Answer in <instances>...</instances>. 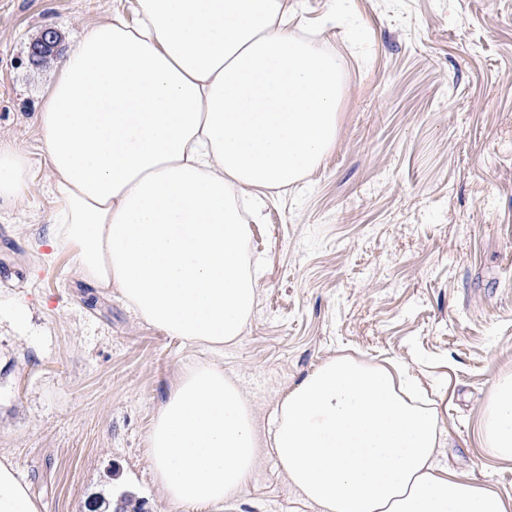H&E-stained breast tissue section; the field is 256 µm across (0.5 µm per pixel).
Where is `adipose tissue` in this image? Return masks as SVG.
Listing matches in <instances>:
<instances>
[{
  "label": "adipose tissue",
  "mask_w": 512,
  "mask_h": 512,
  "mask_svg": "<svg viewBox=\"0 0 512 512\" xmlns=\"http://www.w3.org/2000/svg\"><path fill=\"white\" fill-rule=\"evenodd\" d=\"M140 20L84 30L38 116L54 194L52 252L89 285L213 349L251 316L263 259L249 255L236 191L301 179L335 145L339 68L288 26L286 0H139ZM28 161L0 145V203L18 205ZM482 447L512 460V372L491 384ZM448 432L409 368L348 355L289 389L268 445L317 512H512V495L440 468ZM258 439L248 400L215 362L185 365L147 448L161 495L190 512L239 495ZM0 512H40L0 463Z\"/></svg>",
  "instance_id": "adipose-tissue-1"
}]
</instances>
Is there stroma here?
Segmentation results:
<instances>
[{
  "mask_svg": "<svg viewBox=\"0 0 512 512\" xmlns=\"http://www.w3.org/2000/svg\"><path fill=\"white\" fill-rule=\"evenodd\" d=\"M343 62L336 144L268 199L249 248L256 307L217 353L266 432L288 390L339 354L394 359L444 394L454 474L512 494V461L485 454L489 387L512 371V0H288ZM140 18L138 0H0V142L30 159L18 206L0 209V462L40 512H89L129 489L161 496L147 435L180 369L208 352L77 279L76 254L45 260L60 201L38 113L83 28ZM59 52L36 64L45 28ZM27 321L16 325L15 308ZM214 512H315L269 447ZM58 44L57 31L53 28L43 29L37 41L31 46V60L37 61L42 57L51 55L58 47Z\"/></svg>",
  "mask_w": 512,
  "mask_h": 512,
  "instance_id": "stroma-1",
  "label": "stroma"
}]
</instances>
